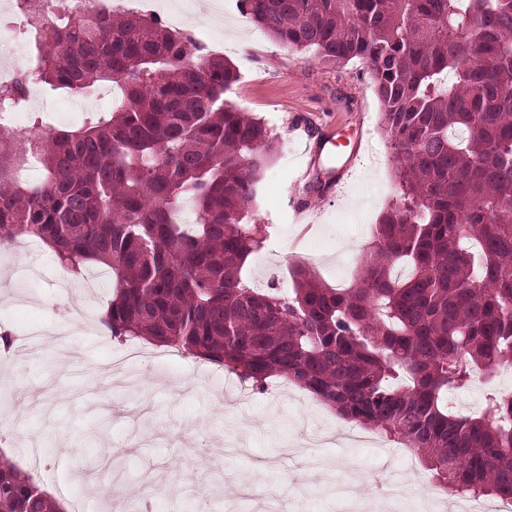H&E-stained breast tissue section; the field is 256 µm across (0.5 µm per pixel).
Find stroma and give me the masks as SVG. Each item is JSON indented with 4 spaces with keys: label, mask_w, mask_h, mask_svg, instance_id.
Returning <instances> with one entry per match:
<instances>
[{
    "label": "stroma",
    "mask_w": 512,
    "mask_h": 512,
    "mask_svg": "<svg viewBox=\"0 0 512 512\" xmlns=\"http://www.w3.org/2000/svg\"><path fill=\"white\" fill-rule=\"evenodd\" d=\"M186 32L211 53L234 63L240 78L224 95L237 110L276 127L290 151L274 164V190L248 221L266 225L267 241L248 258L246 277L258 283L286 271L290 255L277 251L287 236L296 251L321 256L316 274L336 288L352 286L357 273L350 253L365 254L370 231L399 198L391 150L382 130L381 107L366 64H334L286 49L252 22L225 20L222 30L198 20ZM361 138L362 150L332 193L296 188L301 157L324 134ZM81 277L67 272L44 247L0 251V327L18 336L13 354L20 375L0 380V448L43 488H65L67 502L83 512H121L119 496L105 497L113 483V458L125 464V488L152 483L147 512H264L266 500L239 497L238 480L268 489L293 483L303 489V512H333L322 489L329 474L307 472V460L276 465L283 448L302 443L322 428L341 433L349 424L308 392L283 380L253 390L234 374L207 361L181 356L138 340L139 357L126 365L137 391L108 387V370L123 344L98 320L71 325L65 302L92 299L104 312L109 289L87 295ZM369 481L399 471L405 497L398 512H421L425 487L417 458H403L390 440L357 451Z\"/></svg>",
    "instance_id": "stroma-1"
}]
</instances>
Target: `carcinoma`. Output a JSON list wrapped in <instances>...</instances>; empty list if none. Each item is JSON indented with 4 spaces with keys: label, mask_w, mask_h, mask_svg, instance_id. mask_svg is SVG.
Masks as SVG:
<instances>
[{
    "label": "carcinoma",
    "mask_w": 512,
    "mask_h": 512,
    "mask_svg": "<svg viewBox=\"0 0 512 512\" xmlns=\"http://www.w3.org/2000/svg\"><path fill=\"white\" fill-rule=\"evenodd\" d=\"M293 51L363 60L401 187L354 285L291 268L296 288L243 275L266 232L247 223L278 143L228 105L236 67L157 14H73L32 32L37 61L0 86L116 89L75 129L0 128V244L49 245L112 279L100 322L263 387L298 385L424 459L454 495L512 499V390L478 415L448 406L474 370L512 364V0H240ZM42 169L34 187L18 177ZM196 221L177 224L183 200ZM0 512H55L32 476L0 464Z\"/></svg>",
    "instance_id": "carcinoma-1"
}]
</instances>
